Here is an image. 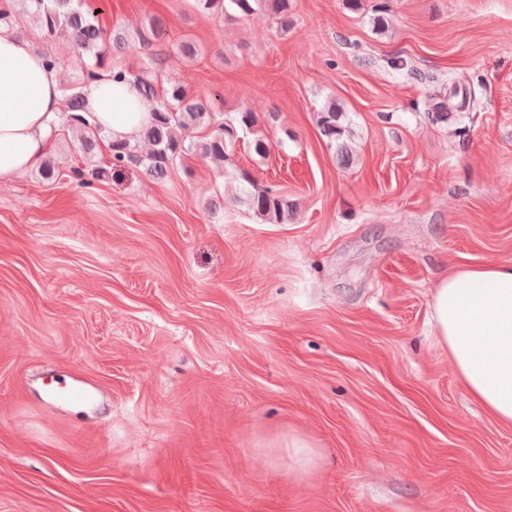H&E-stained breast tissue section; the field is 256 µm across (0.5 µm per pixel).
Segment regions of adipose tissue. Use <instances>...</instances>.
Wrapping results in <instances>:
<instances>
[{
    "mask_svg": "<svg viewBox=\"0 0 512 512\" xmlns=\"http://www.w3.org/2000/svg\"><path fill=\"white\" fill-rule=\"evenodd\" d=\"M61 81L32 38L0 27V182L42 162L62 109ZM85 100L113 142H133L152 120L130 79L93 81ZM431 315L462 383L497 421L512 424V264L451 266L434 287Z\"/></svg>",
    "mask_w": 512,
    "mask_h": 512,
    "instance_id": "1",
    "label": "adipose tissue"
}]
</instances>
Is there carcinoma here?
Instances as JSON below:
<instances>
[{
  "label": "carcinoma",
  "mask_w": 512,
  "mask_h": 512,
  "mask_svg": "<svg viewBox=\"0 0 512 512\" xmlns=\"http://www.w3.org/2000/svg\"><path fill=\"white\" fill-rule=\"evenodd\" d=\"M12 10L0 9V25H10L19 14L29 16L46 39H67L82 60L79 81L73 85H62L67 111H84V91L89 83L102 77L104 61L110 53L135 52L136 44L145 43L141 30L130 33L124 27L112 29L109 39H103L99 27V9L91 0H12ZM199 9L222 19L247 18L258 11H265L275 19L282 32H287L293 22V0H196ZM118 79L134 78L142 97L155 104L151 122L143 129V137L151 149L144 155L127 143L112 144L111 162L114 167L134 164L144 167L148 174L162 178L168 170L185 156L194 155L218 165L229 159V151L239 132L253 130L258 126L256 113L244 110L232 117L216 110L210 100L189 93L174 85L160 89L150 79L148 68L138 72L112 70ZM342 113L331 102L316 113V123L328 142L335 145L336 156L346 164L353 160L351 143L343 139L345 127L340 124ZM79 129L84 136L81 150L89 154L95 149V141L102 130L83 122ZM245 182L242 195L237 200L248 211L267 224H286L293 214L295 204L288 197L269 186L258 185L245 171L239 173Z\"/></svg>",
  "instance_id": "1"
}]
</instances>
